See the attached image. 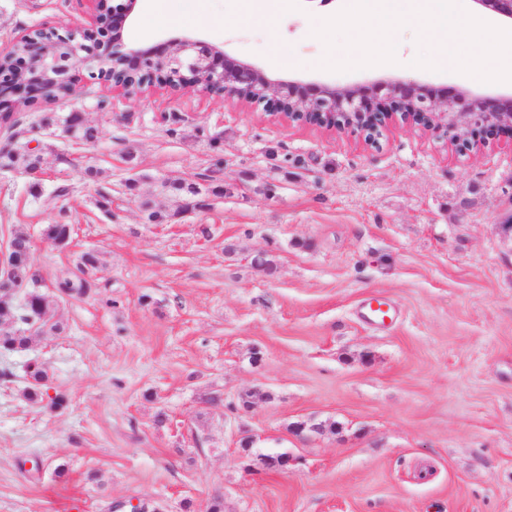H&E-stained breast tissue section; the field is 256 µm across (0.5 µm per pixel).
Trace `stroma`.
<instances>
[{"label":"stroma","mask_w":512,"mask_h":512,"mask_svg":"<svg viewBox=\"0 0 512 512\" xmlns=\"http://www.w3.org/2000/svg\"><path fill=\"white\" fill-rule=\"evenodd\" d=\"M290 6L233 32L228 0H141L125 26L146 50L225 45L275 76L336 85L381 72L487 96L512 87L415 67L442 39L397 29L401 64L321 68L319 14ZM91 0H0V50L41 27L89 26ZM66 97L17 109L9 137L48 146L42 173L0 171V248L20 225L52 283L71 258L45 225L104 263L95 295L55 311L67 330L0 353V512H512V148L474 154L442 133L391 127L378 147L291 125L200 91L125 98L70 72ZM80 112L101 138L76 145L37 126ZM103 169L101 183L86 166ZM223 192L172 216L156 184ZM67 184L69 196L54 195ZM112 190V214L95 205ZM150 200L168 214L150 224ZM272 260L256 267L252 253ZM396 307L374 326L362 305ZM41 358L53 410L22 395ZM223 395L220 407L208 399ZM253 439L242 449L241 436ZM287 453V471L254 472ZM66 465L56 477L57 465Z\"/></svg>","instance_id":"obj_1"}]
</instances>
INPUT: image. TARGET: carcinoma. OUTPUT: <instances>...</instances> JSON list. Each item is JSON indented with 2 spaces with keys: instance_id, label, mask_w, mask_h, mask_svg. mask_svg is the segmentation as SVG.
Instances as JSON below:
<instances>
[{
  "instance_id": "cac0c4a2",
  "label": "carcinoma",
  "mask_w": 512,
  "mask_h": 512,
  "mask_svg": "<svg viewBox=\"0 0 512 512\" xmlns=\"http://www.w3.org/2000/svg\"><path fill=\"white\" fill-rule=\"evenodd\" d=\"M56 126L60 133L77 143L94 144L100 139L98 127L89 124L80 112H70L64 118L46 116L39 127ZM46 160L41 149H29L8 141L0 146V171L21 169L26 173L41 172ZM169 196L178 203V212L184 213L190 203L199 199L201 190L194 183L171 180L164 181ZM71 224H47L45 235L68 247L72 240ZM9 274L0 277V352H19L28 349L35 339L53 336L64 330V324L52 320L58 304L69 298H81L96 287L97 273L103 264L94 250L77 253L71 270L59 276L53 289L46 291L39 282L41 276L32 260L30 235L23 229L10 231L6 242ZM28 385L23 397L32 403H42L47 395L49 371L41 365L27 374Z\"/></svg>"
}]
</instances>
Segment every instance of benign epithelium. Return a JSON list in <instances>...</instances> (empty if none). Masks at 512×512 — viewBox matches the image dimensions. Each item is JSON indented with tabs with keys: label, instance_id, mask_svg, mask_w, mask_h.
I'll return each instance as SVG.
<instances>
[{
	"label": "benign epithelium",
	"instance_id": "benign-epithelium-1",
	"mask_svg": "<svg viewBox=\"0 0 512 512\" xmlns=\"http://www.w3.org/2000/svg\"><path fill=\"white\" fill-rule=\"evenodd\" d=\"M92 24L81 30L36 29L0 52V112L30 106L38 93L71 89L69 72L83 65L93 79L127 95L158 82L177 98L201 90L243 100L288 121L360 136L376 146L392 123L439 131L460 151L490 148L506 136L512 143V95L492 98L462 87L434 89L383 75L363 85L301 83L274 77L224 48L197 39H175L143 51L124 40L138 0H91ZM480 9L512 22V0H472ZM294 459L259 454L255 470H288Z\"/></svg>",
	"mask_w": 512,
	"mask_h": 512
}]
</instances>
